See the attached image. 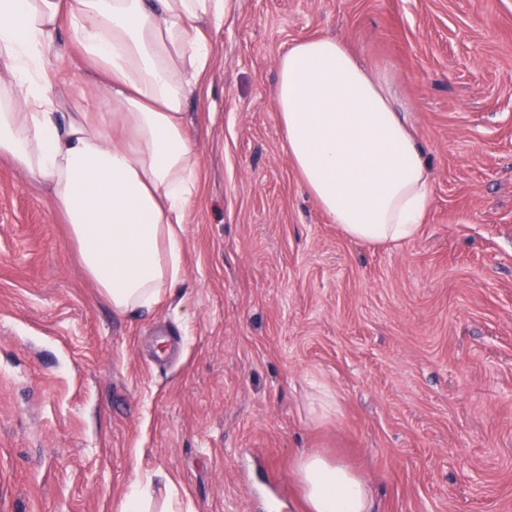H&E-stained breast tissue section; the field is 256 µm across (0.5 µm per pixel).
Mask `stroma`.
<instances>
[{"instance_id":"stroma-1","label":"stroma","mask_w":512,"mask_h":512,"mask_svg":"<svg viewBox=\"0 0 512 512\" xmlns=\"http://www.w3.org/2000/svg\"><path fill=\"white\" fill-rule=\"evenodd\" d=\"M320 35L412 116V241L348 239L290 160L277 58ZM211 41L185 272L152 315L113 313L0 159V512H119L146 475L192 512H263L273 487L272 512H306L304 449L354 467L374 512H512V0H232Z\"/></svg>"}]
</instances>
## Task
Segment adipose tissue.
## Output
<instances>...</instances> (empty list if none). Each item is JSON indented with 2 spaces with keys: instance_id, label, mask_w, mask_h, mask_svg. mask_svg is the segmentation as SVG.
<instances>
[{
  "instance_id": "ef3b65f1",
  "label": "adipose tissue",
  "mask_w": 512,
  "mask_h": 512,
  "mask_svg": "<svg viewBox=\"0 0 512 512\" xmlns=\"http://www.w3.org/2000/svg\"><path fill=\"white\" fill-rule=\"evenodd\" d=\"M229 0H0V157L68 224L89 279L119 315L151 313L184 276L199 193L187 102ZM69 25L95 68L96 108L65 111L50 59ZM275 105L288 154L318 208L352 240H413L430 168L383 77L331 36L280 54ZM308 512H371L366 481L299 453Z\"/></svg>"
}]
</instances>
